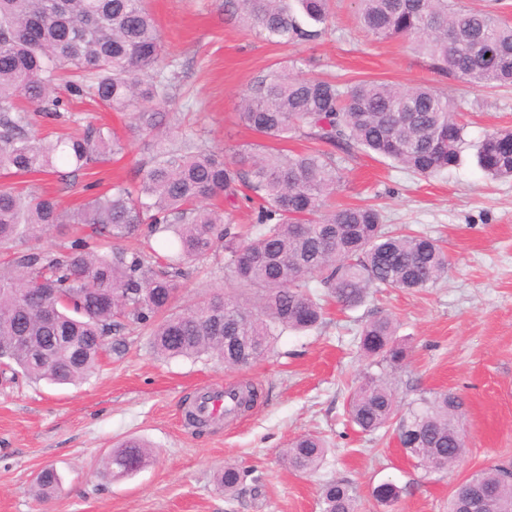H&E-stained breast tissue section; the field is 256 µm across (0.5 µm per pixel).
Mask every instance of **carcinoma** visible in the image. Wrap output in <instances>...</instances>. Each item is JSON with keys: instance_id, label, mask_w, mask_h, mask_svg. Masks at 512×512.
Returning <instances> with one entry per match:
<instances>
[{"instance_id": "obj_1", "label": "carcinoma", "mask_w": 512, "mask_h": 512, "mask_svg": "<svg viewBox=\"0 0 512 512\" xmlns=\"http://www.w3.org/2000/svg\"><path fill=\"white\" fill-rule=\"evenodd\" d=\"M360 22L372 35L405 39L432 69L476 86L512 85V24L490 10H457L451 0H358ZM240 21L281 44L310 41L321 31L330 0H236ZM164 47L145 0H0V171L15 175L66 173L123 156L127 142L102 125L37 137L35 116L58 112L64 87L115 112H131L129 130L151 142L152 157L139 182L112 188L65 210L48 194L0 188V364L31 379L72 384L96 370L106 336L131 322L149 330L159 357H215L229 367L263 357L286 331L318 328L324 319L318 279L343 308H356L371 288L422 291L448 273V256L437 241L382 223L371 205L338 207L332 198L343 173L336 152L351 158L373 152L428 178L459 165L468 145L467 124L444 90L390 84H341L327 78L292 77L286 68L257 75L242 101L239 121L259 141L237 146L231 156L192 138L165 144L162 127L171 102V81L161 71ZM302 135L317 144L286 156L266 145ZM479 168L494 179H512V129L486 134L476 145ZM252 205L254 224L243 232L232 221L239 200ZM72 225L69 244L56 253L31 246L60 225ZM145 237L159 249L128 251L120 241ZM230 256L231 280L248 304L215 292L173 313L177 278L218 246ZM32 288L53 289V315L43 316ZM377 364L406 358L394 320L380 315L357 337ZM234 413L251 409L257 391L237 386ZM462 402L451 392L397 420L394 391L369 374L350 393V420L361 431L393 428L417 466L431 473L464 453L458 415ZM326 453L318 438L291 442L288 464L316 470ZM152 459L148 445L129 440L112 450L106 470L131 475ZM490 469L478 486L454 490L448 512H461L466 493L494 491L498 512H512V478ZM243 479L235 467L217 478L224 493ZM48 498L60 477L44 468L36 480ZM379 503L390 505L398 487L383 483ZM323 512H356L349 484L322 489Z\"/></svg>"}]
</instances>
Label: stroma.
<instances>
[{"instance_id": "obj_1", "label": "stroma", "mask_w": 512, "mask_h": 512, "mask_svg": "<svg viewBox=\"0 0 512 512\" xmlns=\"http://www.w3.org/2000/svg\"><path fill=\"white\" fill-rule=\"evenodd\" d=\"M175 71L168 123L215 149L254 141L238 126L241 97L256 75L297 60L300 77L345 83L377 80L400 89L428 83L465 100L468 138L512 129V88L475 87L435 73L404 39H378L358 19V0H332L325 32L312 42L278 45L255 36L225 0H146ZM151 152L129 140L120 160L68 178L33 174L25 182L69 209L112 183L136 182ZM336 200L372 204L388 224H409L440 241L448 276L421 292L370 295L352 310L330 308L325 322L288 332L256 363L230 368L209 358L160 359L146 330L131 325L107 338L88 380L56 385L22 372H0V512H322L326 481L349 482L358 512H448L455 486L498 466L512 468V180L488 179L466 150L457 167L426 179L373 154L347 163ZM224 250L180 278L175 311L215 291L235 294ZM397 321L408 352L390 368L360 355L354 336L379 315ZM383 374L399 414L420 399L451 391L463 400L465 452L452 468L418 469L394 433L365 435L347 416L348 398L365 373ZM252 383L254 407L195 434L186 406L205 387ZM315 434L329 445L321 467L303 474L284 458L288 444ZM145 441L151 462L132 476L105 473L113 447ZM62 485L46 500L36 478L45 466ZM244 470L237 494L216 478ZM402 491L381 505L375 488Z\"/></svg>"}]
</instances>
